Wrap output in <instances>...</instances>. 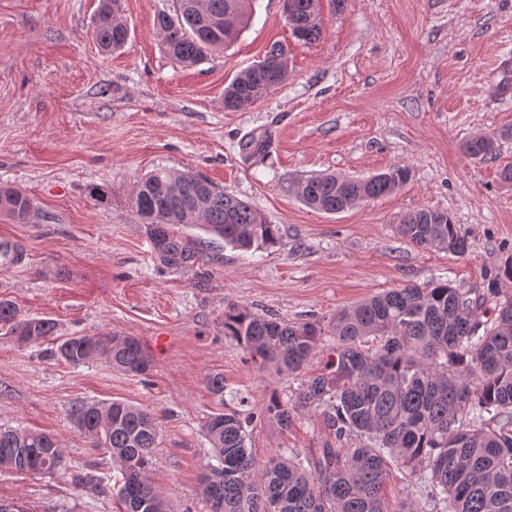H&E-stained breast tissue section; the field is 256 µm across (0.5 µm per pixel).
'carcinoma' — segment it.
I'll use <instances>...</instances> for the list:
<instances>
[{"instance_id":"carcinoma-1","label":"carcinoma","mask_w":512,"mask_h":512,"mask_svg":"<svg viewBox=\"0 0 512 512\" xmlns=\"http://www.w3.org/2000/svg\"><path fill=\"white\" fill-rule=\"evenodd\" d=\"M256 0H174V13L156 19L168 55L185 66L233 43ZM292 35L321 39L320 0H283ZM122 0H101L95 40L105 54L129 38ZM288 79L284 46L274 44L263 60L224 88V108L238 111L266 97ZM265 134L246 136L242 150L264 159ZM464 152L474 158L496 153L495 138L478 135ZM408 170L394 166L366 179L321 174L298 187L302 201L340 213L387 195L403 185ZM133 204L145 224L156 258L187 273L200 259L198 238L177 227L192 226L244 252L281 242L280 227L253 206L189 171L156 168L137 182ZM0 208L23 220L30 210L20 190L0 189ZM398 234L422 250L458 256L469 242L446 211L421 208L397 225ZM24 251L0 240V262L19 264ZM498 278L464 291L449 281L391 289L336 312L327 325L288 323L246 307L224 311V337L235 341L261 367L300 375L316 355L322 336L336 341L321 373L301 383L295 398L272 397L265 413L282 428L307 409L332 436L300 459L279 453L259 464L247 448L246 421L224 409V376L208 378L220 408L203 431L215 463L200 477L206 512H416L414 498L427 496L442 512H512V296L502 297ZM0 324L22 344L56 338L54 355L79 367L100 360L131 375H144L151 358L139 340L105 334L57 338L51 318H19L15 305L0 299ZM71 420L92 448L108 453L121 474L116 495L136 512H170L148 480L159 445V425L147 408L122 400L81 401ZM353 434L362 439L343 446ZM409 473L404 497L389 499L390 462ZM0 469L18 475L53 477L66 457L50 434L0 427Z\"/></svg>"}]
</instances>
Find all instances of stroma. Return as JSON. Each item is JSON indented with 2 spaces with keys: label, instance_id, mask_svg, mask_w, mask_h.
<instances>
[{
  "label": "stroma",
  "instance_id": "stroma-1",
  "mask_svg": "<svg viewBox=\"0 0 512 512\" xmlns=\"http://www.w3.org/2000/svg\"><path fill=\"white\" fill-rule=\"evenodd\" d=\"M99 0H0V187L30 199L26 220L0 209V240L25 259L0 266V299L22 317L51 318L62 336L137 338L153 359L131 376L93 361L79 367L22 344L0 326V426L53 435L68 467L54 477L0 471V498L30 512H118L81 475L112 474L70 420L82 400H124L156 415L159 446L148 476L173 512H205L198 483L210 463L203 432L220 403L252 419L255 460L307 455L328 439L317 414L283 428L264 408L294 397L299 378L257 370L224 337V311L246 307L287 322H328L337 311L407 285L451 280L486 286L512 260V0H321L323 36L291 33L283 0H257L238 40L193 67L170 58L154 21L172 0H123L130 38L102 55L93 37ZM288 51V79L246 109L224 108V88ZM271 132L261 162L240 149ZM478 134L495 156L463 151ZM396 165L394 193L337 214L307 207L299 184L314 175L367 178ZM166 167L199 174L248 200L282 240L242 252L200 234L192 272L159 263L132 203L137 181ZM105 191V202L91 196ZM447 211L469 241L458 257L425 251L395 226L421 208ZM224 377V396L207 386Z\"/></svg>",
  "mask_w": 512,
  "mask_h": 512
}]
</instances>
